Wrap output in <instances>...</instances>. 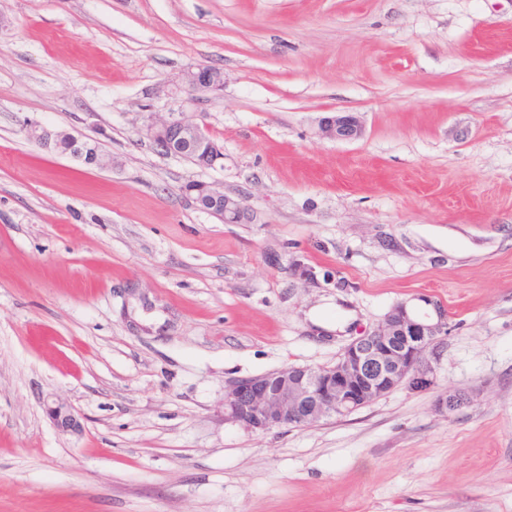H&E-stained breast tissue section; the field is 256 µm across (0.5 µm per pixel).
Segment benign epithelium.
<instances>
[{"label":"benign epithelium","mask_w":512,"mask_h":512,"mask_svg":"<svg viewBox=\"0 0 512 512\" xmlns=\"http://www.w3.org/2000/svg\"><path fill=\"white\" fill-rule=\"evenodd\" d=\"M190 92L222 90L224 74L201 65L186 75ZM322 135L336 140H354L362 134V123L353 113L326 116L319 120ZM156 146L166 154H180L183 143L193 148L194 162L212 167L224 158V146L197 124L181 118L164 119L149 128ZM28 136L43 147L65 153L80 161L97 160V150L87 141L67 133L51 132L38 126ZM191 202L199 205L206 195L223 211L224 222L239 224L246 218L240 203L208 184L188 190ZM430 305L432 301L425 300ZM434 305V304H432ZM436 320H425L399 303L383 322L345 346L330 366H289L245 378L234 379L224 389V420L249 430L271 431L284 425L304 427L320 420L347 416L369 403L404 387L427 391L434 385L432 361L441 355L448 337V314L434 305ZM470 404L464 393L442 395L437 410L451 416ZM45 412L62 431L74 432L79 424L65 403L46 404Z\"/></svg>","instance_id":"7a95c632"}]
</instances>
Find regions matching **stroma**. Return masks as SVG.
Instances as JSON below:
<instances>
[{"label":"stroma","instance_id":"35a3bbf8","mask_svg":"<svg viewBox=\"0 0 512 512\" xmlns=\"http://www.w3.org/2000/svg\"><path fill=\"white\" fill-rule=\"evenodd\" d=\"M200 64L223 91L188 94ZM340 112L359 139L321 136ZM172 115L223 161L161 152ZM419 296L432 389L225 422L228 380L334 364ZM0 512H512V0H0ZM28 136L43 147L54 151H61V146L66 145V150L63 153H67L80 161L87 162L89 155L93 163L97 160V150L89 142L70 134L51 132L38 126H30ZM197 184V182H190L187 184L190 190L186 189V191L189 193L191 202L197 208L199 207V202L202 196L207 195L210 198L209 200L212 201L215 206L221 207L225 223L239 224L245 220L246 213L244 208L237 200L225 195L223 190H220L213 185L201 182V185L198 188H195ZM194 192H196L195 195ZM199 192L200 196L196 197ZM45 412L58 429L66 432L78 430L79 424L74 417L71 407L67 404L62 402L47 403Z\"/></svg>","mask_w":512,"mask_h":512}]
</instances>
